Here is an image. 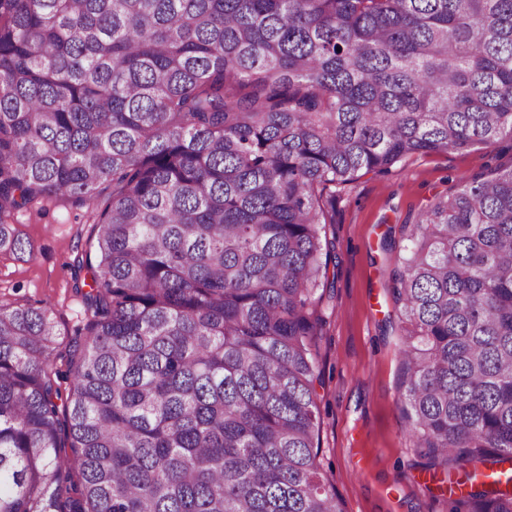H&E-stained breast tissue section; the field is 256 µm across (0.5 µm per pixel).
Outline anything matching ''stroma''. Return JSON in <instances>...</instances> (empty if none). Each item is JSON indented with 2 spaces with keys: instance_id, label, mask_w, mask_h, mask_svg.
I'll use <instances>...</instances> for the list:
<instances>
[{
  "instance_id": "stroma-1",
  "label": "stroma",
  "mask_w": 512,
  "mask_h": 512,
  "mask_svg": "<svg viewBox=\"0 0 512 512\" xmlns=\"http://www.w3.org/2000/svg\"><path fill=\"white\" fill-rule=\"evenodd\" d=\"M512 165V140L445 154L413 156L383 176L365 174L336 194L334 248L320 292L327 323L318 338L319 460L343 512H449L450 505L407 448L400 399L403 339L391 275L401 267L407 225L458 181ZM13 226L33 248L0 252V302L50 307L57 329L53 368L68 390L67 359L83 341L78 286L87 269L74 258L89 249L84 206L42 200L16 212Z\"/></svg>"
}]
</instances>
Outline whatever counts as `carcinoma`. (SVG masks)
<instances>
[{"mask_svg":"<svg viewBox=\"0 0 512 512\" xmlns=\"http://www.w3.org/2000/svg\"><path fill=\"white\" fill-rule=\"evenodd\" d=\"M505 136L512 0H0V252L38 199L94 232L68 393L52 311L0 304V512H343L324 194ZM395 282L404 438L471 466L452 512H512V166L423 211Z\"/></svg>","mask_w":512,"mask_h":512,"instance_id":"carcinoma-1","label":"carcinoma"}]
</instances>
